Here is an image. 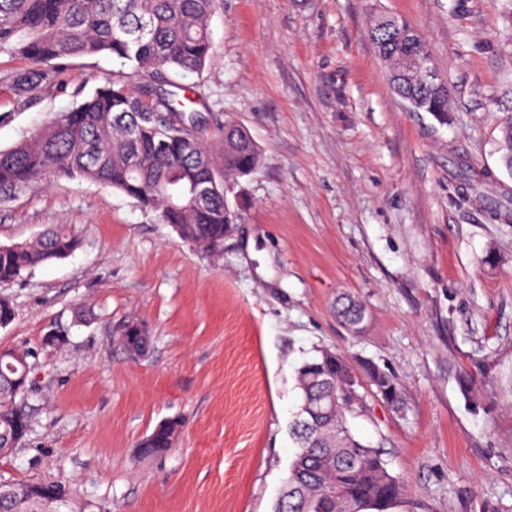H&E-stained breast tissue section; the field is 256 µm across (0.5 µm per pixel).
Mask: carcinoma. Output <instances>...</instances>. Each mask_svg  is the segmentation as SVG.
I'll return each instance as SVG.
<instances>
[{
	"instance_id": "cac0c4a2",
	"label": "carcinoma",
	"mask_w": 512,
	"mask_h": 512,
	"mask_svg": "<svg viewBox=\"0 0 512 512\" xmlns=\"http://www.w3.org/2000/svg\"><path fill=\"white\" fill-rule=\"evenodd\" d=\"M221 0H0V52L24 59L27 73L16 80L21 92L57 80L74 60L110 56L121 69L67 112L15 146L0 150V198L5 200L53 173L106 185L156 213L178 237L219 257L233 223L226 195L238 179L253 174L260 154L248 130L227 121L213 134L204 126L197 100L177 103L174 77L200 74L212 49L211 22ZM410 24H389L374 15L365 35L377 48L390 89L417 111L448 117V97L414 73L429 55L424 38L412 44ZM173 90L166 91L164 87ZM502 162L512 170V121L502 131ZM77 247L63 226L23 243L0 246V283L16 280L38 265L62 260ZM336 318L359 333L366 308L350 296L336 300ZM137 323L121 328L128 352ZM30 353L0 358V437L14 422L31 425L26 388L11 386L30 367ZM301 402L291 424L297 451L285 489L273 512H391L405 486L391 474L378 447L357 439L347 413L359 403L361 379L389 405L403 400L394 379L368 367L359 374L331 349L298 368ZM181 422L141 440L156 455L168 451ZM28 481L0 479V512H67L71 502L90 504L73 488L49 483L52 499L21 500Z\"/></svg>"
}]
</instances>
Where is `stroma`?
I'll use <instances>...</instances> for the list:
<instances>
[{
  "label": "stroma",
  "instance_id": "obj_1",
  "mask_svg": "<svg viewBox=\"0 0 512 512\" xmlns=\"http://www.w3.org/2000/svg\"><path fill=\"white\" fill-rule=\"evenodd\" d=\"M406 18L452 96L447 118L389 88L370 14ZM205 70L186 78L211 125L250 131L259 169L227 196L224 253L79 177L48 176L0 204V244L61 224L66 259L0 285V346L31 352L32 431L0 477L78 487L92 512H271L296 452V368L330 348L396 380L403 409L363 386L347 417L406 486L396 512H512V0H224ZM119 69L73 61L19 93L0 53V149ZM362 301V333L332 304ZM93 312L75 318L78 308ZM144 322V356L119 340ZM69 331L57 348L53 324ZM179 419L168 453L141 457ZM169 422V425L164 426L163 428L154 433L156 429L155 427L154 430L149 435L144 437L139 442V444L137 445V453L140 456L144 455L147 452L148 448H152L151 453L153 455L165 453L170 449L168 447H170L172 441L176 439L178 431L181 427V422L179 419H173L170 420ZM140 444H144V448H139Z\"/></svg>",
  "mask_w": 512,
  "mask_h": 512
}]
</instances>
